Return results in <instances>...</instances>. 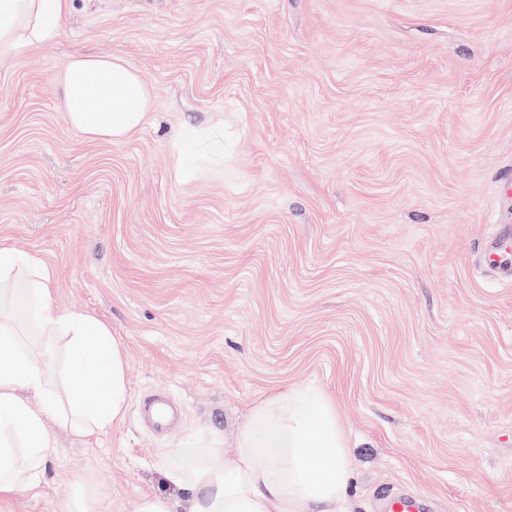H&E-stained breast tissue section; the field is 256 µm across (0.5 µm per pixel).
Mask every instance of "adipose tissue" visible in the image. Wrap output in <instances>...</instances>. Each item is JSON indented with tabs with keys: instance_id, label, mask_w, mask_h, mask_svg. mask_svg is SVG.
I'll return each mask as SVG.
<instances>
[{
	"instance_id": "ef3b65f1",
	"label": "adipose tissue",
	"mask_w": 512,
	"mask_h": 512,
	"mask_svg": "<svg viewBox=\"0 0 512 512\" xmlns=\"http://www.w3.org/2000/svg\"><path fill=\"white\" fill-rule=\"evenodd\" d=\"M65 5L0 0V59L55 42ZM57 86L69 127L85 138L121 141L148 118L149 85L120 58L72 56ZM21 282L35 300L28 328L10 303ZM62 350L69 362L55 386L49 372ZM126 401L125 364L111 328L85 311L60 310L48 267L0 246V512L39 485L41 465L56 446L47 416L94 437L123 419ZM201 446L199 461L165 473L187 493L188 512H336L348 500L351 451L322 389L293 386L256 401L234 453L212 436Z\"/></svg>"
}]
</instances>
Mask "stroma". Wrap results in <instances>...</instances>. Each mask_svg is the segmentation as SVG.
Wrapping results in <instances>:
<instances>
[{
  "instance_id": "obj_1",
  "label": "stroma",
  "mask_w": 512,
  "mask_h": 512,
  "mask_svg": "<svg viewBox=\"0 0 512 512\" xmlns=\"http://www.w3.org/2000/svg\"><path fill=\"white\" fill-rule=\"evenodd\" d=\"M48 48L0 61V245L108 323L123 421L58 444L13 512H139L163 472L254 401L314 385L351 448V512H512V0H68ZM139 70L151 117L72 131L70 56ZM223 125V166L178 179L174 134ZM162 391L166 432L139 417ZM482 251L483 262L489 269L512 273V251L503 246L497 237L487 239Z\"/></svg>"
}]
</instances>
